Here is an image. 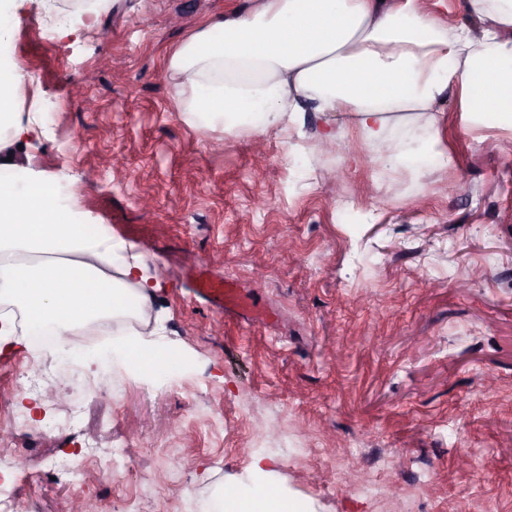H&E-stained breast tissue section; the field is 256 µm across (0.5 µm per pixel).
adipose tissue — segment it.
Listing matches in <instances>:
<instances>
[{"mask_svg": "<svg viewBox=\"0 0 512 512\" xmlns=\"http://www.w3.org/2000/svg\"><path fill=\"white\" fill-rule=\"evenodd\" d=\"M482 25L447 26L420 0H251L229 8L171 55L167 71L184 111L225 133L302 136L305 106L335 124L314 143L354 126L385 168L419 169L441 154L417 119L449 88L472 126L512 130V0H468ZM161 284L141 257L116 263L111 233L72 222L52 184L0 183V354L74 355L77 329L129 325L107 352L152 383L181 371L180 347L147 318ZM216 512H289L287 498L255 482L226 488Z\"/></svg>", "mask_w": 512, "mask_h": 512, "instance_id": "1", "label": "adipose tissue"}]
</instances>
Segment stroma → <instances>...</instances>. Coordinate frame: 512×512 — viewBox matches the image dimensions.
<instances>
[{
    "label": "stroma",
    "instance_id": "obj_1",
    "mask_svg": "<svg viewBox=\"0 0 512 512\" xmlns=\"http://www.w3.org/2000/svg\"><path fill=\"white\" fill-rule=\"evenodd\" d=\"M230 2L13 0L0 64L27 80L0 178L65 190L116 258L140 255L161 282L149 319L188 365L145 383L0 355V480L22 512H210L261 457L299 512H512V131L467 127L448 90L429 129L445 154L414 175L353 130L303 162L193 123L165 66ZM200 263L267 319L199 297Z\"/></svg>",
    "mask_w": 512,
    "mask_h": 512
}]
</instances>
